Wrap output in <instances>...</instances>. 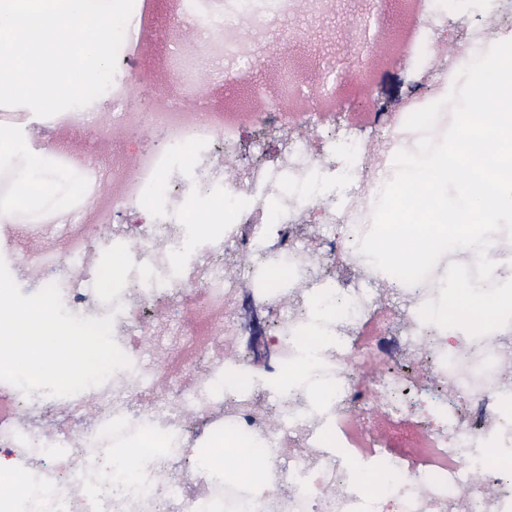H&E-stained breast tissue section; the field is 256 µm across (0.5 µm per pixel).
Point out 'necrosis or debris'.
I'll return each instance as SVG.
<instances>
[{"instance_id": "1", "label": "necrosis or debris", "mask_w": 512, "mask_h": 512, "mask_svg": "<svg viewBox=\"0 0 512 512\" xmlns=\"http://www.w3.org/2000/svg\"><path fill=\"white\" fill-rule=\"evenodd\" d=\"M418 28L403 54L421 75L413 93L373 112L383 136L364 149L350 120L318 122L297 98L304 70L282 69L277 91L263 85L228 106L197 105L201 62L230 57L237 76L253 56L224 17L223 0H179L164 34L159 65L174 78L153 112L122 102L154 70L138 65L130 41L105 92L114 110L101 121L93 107L50 122L68 144L54 147L56 170L69 179V223L30 227L36 237L61 232L59 246L6 256L34 289L58 284L75 315L114 314L113 337L131 361L103 384L35 401L0 382V512H512V324L479 338L424 323L421 305L438 299L445 265L407 285L366 267L356 242L411 132L415 110L445 96L486 43L491 26L448 40L438 0H418ZM198 22L196 37L183 27ZM277 120L276 159L241 151L245 131ZM161 127L160 151L130 141ZM113 144L104 181L93 142ZM321 151H314V144ZM347 158L338 188L326 182L327 156ZM219 198L223 215L199 204ZM222 224L210 239L195 224ZM313 225L316 242L297 233ZM125 263L111 289L94 287L100 260ZM286 276L265 283L267 266ZM258 284L267 343L274 354L257 366L238 346L251 325L245 281ZM308 361L322 391L284 390L281 373ZM91 418V429L61 446L54 419ZM224 433L259 448V486L194 464V447ZM151 440L155 453L138 446ZM50 461L35 464L39 449ZM136 460L133 482L105 480L92 464L103 454ZM388 473L373 484L362 470Z\"/></svg>"}]
</instances>
